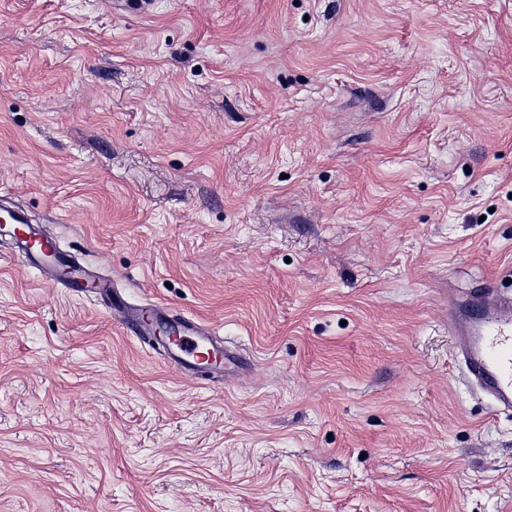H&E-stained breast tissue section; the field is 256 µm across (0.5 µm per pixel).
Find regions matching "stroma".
<instances>
[{
    "label": "stroma",
    "instance_id": "stroma-1",
    "mask_svg": "<svg viewBox=\"0 0 512 512\" xmlns=\"http://www.w3.org/2000/svg\"><path fill=\"white\" fill-rule=\"evenodd\" d=\"M0 0V200L223 380L0 247V512H512L448 311L512 280V0Z\"/></svg>",
    "mask_w": 512,
    "mask_h": 512
}]
</instances>
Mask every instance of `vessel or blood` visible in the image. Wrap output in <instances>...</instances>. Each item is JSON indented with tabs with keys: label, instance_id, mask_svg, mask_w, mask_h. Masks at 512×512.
<instances>
[{
	"label": "vessel or blood",
	"instance_id": "1",
	"mask_svg": "<svg viewBox=\"0 0 512 512\" xmlns=\"http://www.w3.org/2000/svg\"><path fill=\"white\" fill-rule=\"evenodd\" d=\"M0 235L11 240L28 268L40 272L52 266L57 282L65 288H94L107 307L123 310L127 333L161 336L165 353L181 367L194 371L206 363L218 378L225 362L240 361V353L225 347L216 333L169 306L149 302L129 308L117 289L108 281L92 278L72 256L63 254L57 240L34 224L22 208L0 205ZM451 332L460 338L458 351L466 382L494 409L512 411V294L497 288L468 292L453 310Z\"/></svg>",
	"mask_w": 512,
	"mask_h": 512
}]
</instances>
